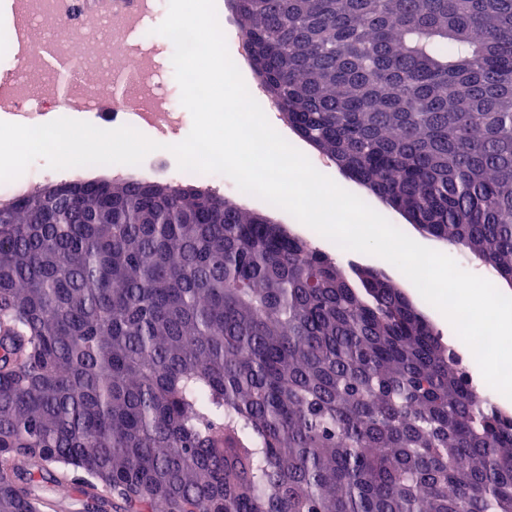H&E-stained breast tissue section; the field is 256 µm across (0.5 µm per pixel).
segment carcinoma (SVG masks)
Here are the masks:
<instances>
[{
    "label": "carcinoma",
    "mask_w": 512,
    "mask_h": 512,
    "mask_svg": "<svg viewBox=\"0 0 512 512\" xmlns=\"http://www.w3.org/2000/svg\"><path fill=\"white\" fill-rule=\"evenodd\" d=\"M303 140L512 283V0H232ZM512 512V415L377 268L229 197L0 209V512Z\"/></svg>",
    "instance_id": "carcinoma-1"
}]
</instances>
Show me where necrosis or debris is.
I'll return each instance as SVG.
<instances>
[{"label": "necrosis or debris", "mask_w": 512, "mask_h": 512, "mask_svg": "<svg viewBox=\"0 0 512 512\" xmlns=\"http://www.w3.org/2000/svg\"><path fill=\"white\" fill-rule=\"evenodd\" d=\"M10 20L0 24V39L15 43L21 28L37 19L50 21L54 38L33 42L15 70L0 77V112L22 116L27 124L45 122L64 97L90 106L113 99V127L123 126L126 112L146 114L152 128L168 133L182 120L176 106L162 97L151 82L155 70L151 56H129L124 41L137 32L145 41L154 35L144 9L147 0H5ZM65 46L76 49L69 90L47 77L50 58Z\"/></svg>", "instance_id": "4bbe7bcc"}]
</instances>
